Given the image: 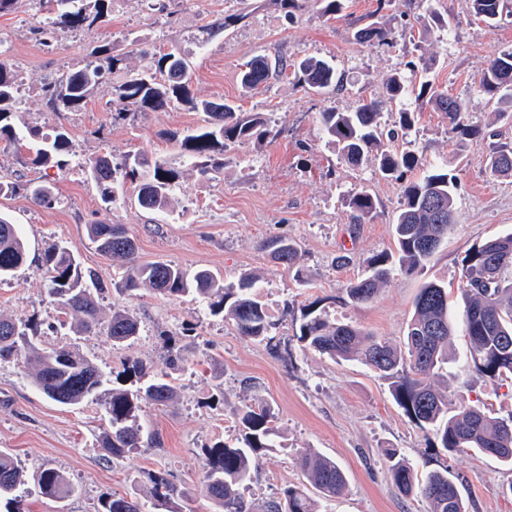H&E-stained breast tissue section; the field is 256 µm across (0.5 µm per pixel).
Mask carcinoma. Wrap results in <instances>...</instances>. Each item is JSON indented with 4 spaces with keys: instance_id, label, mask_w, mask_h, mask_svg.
Returning a JSON list of instances; mask_svg holds the SVG:
<instances>
[{
    "instance_id": "obj_1",
    "label": "carcinoma",
    "mask_w": 512,
    "mask_h": 512,
    "mask_svg": "<svg viewBox=\"0 0 512 512\" xmlns=\"http://www.w3.org/2000/svg\"><path fill=\"white\" fill-rule=\"evenodd\" d=\"M54 2L51 24L60 30H91L107 22L108 0H94L89 9L85 0H39L44 7ZM474 16L497 25L512 19V0H471ZM361 41L374 39L385 43L389 33L371 23L357 31ZM94 60L65 73L47 87V105L52 112H74L86 103L105 71L120 68L122 59L103 44L94 48ZM293 67L296 83L319 95L340 86L342 75L326 60L309 57L298 63L280 61L277 73L288 74ZM434 61L419 57L412 64L420 73L412 79L392 73L384 81L388 100L400 102L408 96L430 105L448 118V129L461 136L479 135L482 130L464 123L462 100L448 94L429 77ZM271 76V64L257 57L246 64L241 83L255 89ZM189 61L172 52H161L154 73L130 74L118 87L119 96L132 110L145 112L157 108L188 104L204 114L203 124L186 135L180 144L184 155L193 160L204 178L223 168L222 155L230 145L245 139L271 135L262 112H240L224 103L193 101L189 83ZM479 91L491 98L512 97V45L508 44L490 59L479 80ZM18 90L17 75L0 58V142L26 153L31 164L57 168L68 166L66 156L72 140L68 129L59 126L46 136L38 127L21 130L14 122L11 103ZM379 104L361 100L349 112L334 106L318 115L323 135L338 146L341 158L352 166H361L374 157L379 174L402 184L401 209L394 219L395 253L383 251L367 260L365 274L347 284L346 299L352 305L371 302L388 283L394 266L405 272L424 268L436 255L455 224L456 178L443 166H427L418 180L407 174L423 165L414 150L392 152L380 148L383 140L393 141L406 134L415 122L414 112L399 111V125L385 128ZM488 169L491 175L512 174V144H491ZM86 178L95 182L107 197L119 183L136 184L139 206L153 210L171 202L173 186L180 172L160 158L145 153L127 155L121 166L112 165L107 156L85 163ZM26 194L40 206L58 202L52 186L28 183ZM349 208L357 217L371 214L375 201L366 190L352 193ZM96 249L112 261L118 280L113 283L122 294H131L142 286L167 297L196 294L209 300L213 314L234 322L239 335L262 342L274 323L253 294L256 278L249 276L239 288H226L223 276L210 269L189 272L163 261L136 262L137 246L121 224L96 221L87 227ZM270 247L281 263L293 267L298 260L296 242L277 238ZM25 242L11 217L0 213V279L11 275L24 262ZM48 292L56 300L60 313L74 317L76 332L93 334L104 330L114 345L135 339L137 320L124 310L112 311L108 322L101 321L98 294L105 288L97 273L81 265L76 252L65 242L56 244L45 255ZM464 308V332L471 348L476 372L488 377L512 375V233L475 246L465 257V280L461 286ZM456 324L448 303V289L437 282L423 284L415 296L413 312L401 347L381 342L363 328L344 322H329L313 304L303 314L299 339L334 360L361 363L391 380V392L397 405L415 425L431 431L435 440L450 454L475 448L512 467V419L495 418L479 408L454 410L439 388V378L448 366ZM37 328L23 320L0 317V361H17L33 374L36 386L51 400L77 405L106 395L105 409L109 431L102 437L103 449L115 458L124 457L142 447L139 423L142 405H166L175 390L165 378L148 381L134 389H109V379L88 357L71 347L46 349L34 340ZM244 435L233 444L218 442L206 449L202 491L212 501L215 512H251L242 490L252 479L260 452L275 447V429L267 407H244L239 413ZM392 478L399 490L418 493L429 504V512H466L459 490L460 478L448 470L435 471L421 478L417 470L395 448L385 452ZM306 484L318 492L314 498L301 486L284 489L265 502L263 512H321V499L334 497L346 487V475L336 461L307 449L298 457ZM39 493L64 500L72 488L57 469L45 468L34 478ZM152 497L164 512H180L177 500L187 494L167 477L151 473ZM27 475L9 453L0 451V512H26L24 487ZM144 505L125 496L112 495L100 501L98 512H143Z\"/></svg>"
}]
</instances>
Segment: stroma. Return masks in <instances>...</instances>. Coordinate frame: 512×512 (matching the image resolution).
<instances>
[{"label": "stroma", "instance_id": "obj_1", "mask_svg": "<svg viewBox=\"0 0 512 512\" xmlns=\"http://www.w3.org/2000/svg\"><path fill=\"white\" fill-rule=\"evenodd\" d=\"M300 2L290 18L276 0H112L106 26L53 34L35 29L34 0H14L11 11L0 15V55L20 84L19 124L47 131L60 122L72 139L63 172L20 163L15 149L0 143V179L20 185L49 180L59 198L45 207L21 189L0 197V211L18 224L27 243L24 265L0 280V315L35 320L40 344L79 348L113 386L132 387L122 370L126 361L137 359L148 376L167 375L176 388L173 402L143 405L139 415L144 432L159 433L161 447L146 444L115 459L100 442L107 425L103 399L58 404L38 389L23 365L0 362V450L11 453L28 477L54 468L74 489L63 501L30 494L27 512H97L100 499L115 493L148 504L149 475L159 470L188 488L180 512H214L200 491L203 452L220 441L236 442L242 435L236 412L254 403L269 407L277 446L262 452L245 493L252 512L303 483L297 459L308 448L336 460L347 477L345 490L324 500L326 512H428L423 497L404 495L393 482L385 456L389 448L399 449L420 474L445 469L458 475L468 512H512V469L476 449L450 454L437 448L432 435L394 402L389 380L359 363L332 360L298 339L306 305L319 298L329 321L350 322L402 345L420 285L441 282L450 303L460 305L465 256L512 231V175L492 179L485 173L488 134L512 142V99H491L478 90L493 54L512 43V23L487 26L474 18L469 0H397L382 12L376 0H347L335 16L324 14L319 0ZM233 13L240 22L215 35L207 32L208 23ZM435 14L441 18L436 25L430 22ZM375 21L391 31V43L357 39L358 29ZM426 24L431 33L423 40L419 32ZM102 44L121 57V69L105 75L80 111L53 115L46 84L83 66L93 47ZM161 49L191 61L194 100L221 99L242 112L265 113L273 136L227 148L223 169L207 180L184 162L179 149L182 138L201 125L202 113L182 105L115 118L122 104L114 86L126 74L154 71ZM259 55L291 62L331 60L344 86L317 95L294 78L273 76L248 90L241 72ZM421 55L434 58L435 82L464 102L467 122L483 127L485 137L456 138L442 113L414 98L399 105L384 101L385 78L406 72L408 62ZM361 99L382 102L389 125L398 120L400 108L415 111L407 141H394V148L407 146L427 160L447 162L457 190L455 223L424 271H394L372 302L354 306L344 301L342 289L363 275L369 257L393 248V219L402 195L399 182L381 177L374 164L354 168L341 161L321 134L319 112L330 106L346 112ZM142 151L178 168L171 206L141 208L128 186L117 191L114 202H103L100 189L83 173L85 161L108 154L118 162ZM361 189L370 192L377 208L357 222L347 198ZM94 221L125 225L136 240L138 261L207 268L223 274L228 288L237 287L243 276L258 278V297L275 324L269 340L239 335L195 295L169 298L147 288L132 296L118 294L109 286L111 260L87 236ZM278 237L297 242L295 267L273 257L267 243ZM58 242L73 246L82 265L106 281L99 297L104 315L119 307L138 320L133 341L115 346L102 333L78 336L60 328L44 262ZM454 345L441 385L449 406L511 418L512 378L473 372L464 334L456 335ZM171 354L179 362L169 370L165 359Z\"/></svg>", "mask_w": 512, "mask_h": 512}]
</instances>
